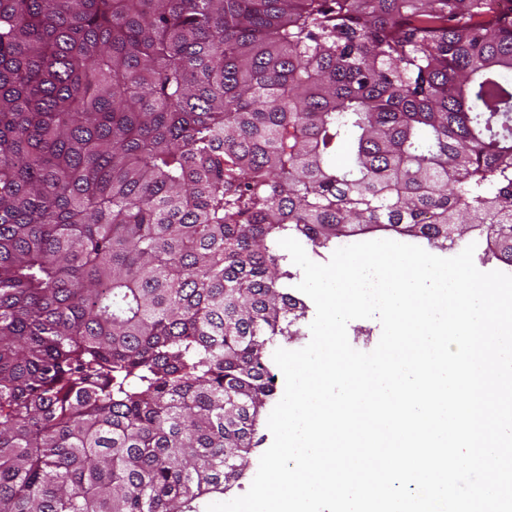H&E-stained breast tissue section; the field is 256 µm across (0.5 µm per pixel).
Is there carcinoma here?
I'll list each match as a JSON object with an SVG mask.
<instances>
[{
	"label": "carcinoma",
	"mask_w": 512,
	"mask_h": 512,
	"mask_svg": "<svg viewBox=\"0 0 512 512\" xmlns=\"http://www.w3.org/2000/svg\"><path fill=\"white\" fill-rule=\"evenodd\" d=\"M496 0H0V512H198L313 251L512 266ZM380 239H389V240H394L397 242L417 245V246L422 247L427 252H429L433 255H436L439 257H444V258L454 257V256L458 255L460 252H462L464 250L465 247H467L469 244L472 243L471 239L466 238L463 242H461L460 246L456 247L455 249L448 250V251H440V250L431 248L425 240H422L419 238H413V237H409V236H401V235H397L392 232L377 231V232L368 233V234H364V235L343 238L336 244L335 247H333L329 250L321 251V253H315L312 251L311 246L305 240H302V239H296V240H298L302 244L307 255L309 256V258L311 260H313L314 262L323 264V263H327L330 260L333 252L340 247L348 246V245L358 243V242L380 240Z\"/></svg>",
	"instance_id": "obj_1"
}]
</instances>
